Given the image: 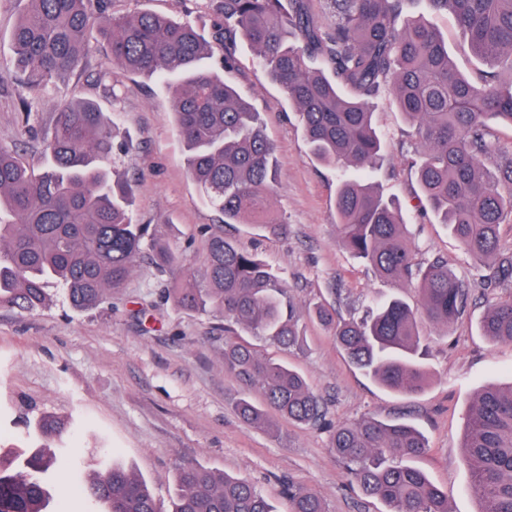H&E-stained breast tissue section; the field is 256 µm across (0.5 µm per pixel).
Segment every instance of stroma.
I'll return each mask as SVG.
<instances>
[{"label":"stroma","mask_w":512,"mask_h":512,"mask_svg":"<svg viewBox=\"0 0 512 512\" xmlns=\"http://www.w3.org/2000/svg\"><path fill=\"white\" fill-rule=\"evenodd\" d=\"M22 9L21 0H0V145L13 148L26 163L41 165L54 103L98 102L115 128L109 167L137 184L138 222L180 249L192 271L203 268L215 234L266 259L289 299L305 312L307 344L288 351L259 341L256 349L299 371L323 399L333 423L373 416L413 424L429 444L416 466L447 492L450 512H478L461 450L466 415L480 389L512 382V343L490 342L478 324L488 302L512 290L490 282L486 270L476 268L446 226L423 207L414 165L419 146L391 97L373 104V124L386 144L373 182L396 202L419 258L443 256L471 289L463 324L443 331L422 322L429 377L422 390L410 394L386 390L365 376L337 344L334 326L307 314L325 303L346 319L361 315L380 296L393 293L413 304L417 294L383 282L341 245L336 190L343 173L312 158L296 111L247 43L238 44L232 70H225L220 47L205 65L222 73L262 114L265 134L278 149L273 210L288 225L284 236L248 224L225 225L223 214L188 173L166 82L123 72L95 45L69 79L30 95L9 44ZM142 10L190 20L207 37L219 23L210 0H109L116 16ZM410 14L443 33L459 71L474 78L483 70L452 15L431 13L425 0H415ZM169 282V273L158 270L146 250L122 293L98 308L73 309L55 284L44 308H0V446L27 447V433L40 416H71L58 442L69 456L54 473L56 494L67 512L82 508L69 496L76 471L90 472L112 459L164 501L177 465L194 461L251 482L276 512L290 510L288 481L322 497L329 512H384V504L348 481L324 428L279 417L275 437L238 418L234 402L242 390L224 370L223 318L178 311L165 294Z\"/></svg>","instance_id":"stroma-1"}]
</instances>
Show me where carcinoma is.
I'll use <instances>...</instances> for the list:
<instances>
[{
	"label": "carcinoma",
	"mask_w": 512,
	"mask_h": 512,
	"mask_svg": "<svg viewBox=\"0 0 512 512\" xmlns=\"http://www.w3.org/2000/svg\"><path fill=\"white\" fill-rule=\"evenodd\" d=\"M412 0H331L336 20L323 24L313 0H213L222 25L205 40L188 22L148 11L114 17L108 0H25L10 33L24 83L41 90L83 63L92 27L112 62L146 78L178 77L172 117L187 153L190 176L224 213V223L252 224L270 235L287 225L271 218L278 186L276 149L259 112L202 60L224 45V68L237 41L298 113L316 160L365 172L381 160L382 141L370 101L389 94L415 129L421 147L417 178L437 222L466 255L512 288V251H500L501 224L512 222V153L493 168L489 123L512 126V0H426L454 15L471 54L489 70L471 80L448 54L435 28L403 20ZM36 172L0 145V307L32 311L45 305L49 284L60 285L78 310L93 309L124 288L144 246L158 269L175 275L166 294L186 313H217L281 349L302 348L301 312L277 273L226 236L210 239L204 268L184 269L182 256L133 218L134 184L114 179L112 120L93 101L57 103ZM343 246L380 278L418 291V308L391 295L358 320L336 323V309L317 317L337 324L336 341L350 361L380 386L413 393L425 384L420 318L446 331L469 308V288L434 256L421 262L394 203L366 177L346 178L336 195ZM492 342H512V297L488 304L479 324ZM224 370L247 393L235 409L247 424L270 428L273 411L292 422L320 426V397L296 370L259 354L253 345L224 341ZM64 421L44 415L34 430L42 443L0 448V512H62L51 506L49 477L57 464L46 441ZM330 448L349 480L385 512H448V495L411 461L428 448L414 426L365 417L330 427ZM463 456L480 512H512V384L482 391L466 422ZM75 491L103 512H166L146 483L118 462L104 464ZM291 512H327L317 495L288 486ZM171 512H275L246 480L198 462L177 469Z\"/></svg>",
	"instance_id": "cac0c4a2"
}]
</instances>
